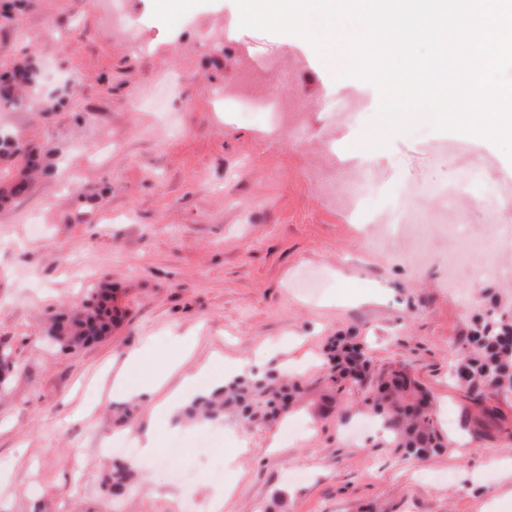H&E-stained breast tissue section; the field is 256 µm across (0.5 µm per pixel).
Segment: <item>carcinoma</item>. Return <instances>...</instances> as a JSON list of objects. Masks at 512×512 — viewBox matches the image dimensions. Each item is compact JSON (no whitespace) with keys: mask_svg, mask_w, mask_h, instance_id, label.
<instances>
[{"mask_svg":"<svg viewBox=\"0 0 512 512\" xmlns=\"http://www.w3.org/2000/svg\"><path fill=\"white\" fill-rule=\"evenodd\" d=\"M43 101L42 71L30 61L13 64L0 74V105L21 106L28 101ZM44 156L23 143L16 130L0 127V205L27 193L30 178L44 169ZM122 318L115 305L114 291L93 289L81 307L53 318L45 329L48 339L64 350L98 342L108 336ZM472 349L456 365V380L466 387L470 401L480 413L492 416L497 409L487 405L491 393H512V317L508 312L491 314L471 333ZM334 370L343 380L357 381L365 369L360 349L345 343L335 349ZM16 368L12 349L0 347V386ZM292 387L273 377L259 380H234L209 395L198 396L182 410L190 420L215 421L227 413H236L250 424L274 418L288 406ZM377 407L384 415L387 429L400 447L417 458L437 453L443 444L435 428L430 396L416 385L403 369H393L378 386ZM133 465L112 466L107 492L113 498L131 489Z\"/></svg>","mask_w":512,"mask_h":512,"instance_id":"carcinoma-1","label":"carcinoma"}]
</instances>
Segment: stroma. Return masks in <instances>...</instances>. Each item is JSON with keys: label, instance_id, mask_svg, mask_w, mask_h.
Returning <instances> with one entry per match:
<instances>
[{"label": "stroma", "instance_id": "1", "mask_svg": "<svg viewBox=\"0 0 512 512\" xmlns=\"http://www.w3.org/2000/svg\"><path fill=\"white\" fill-rule=\"evenodd\" d=\"M103 0H25L0 16V73L30 56L45 94L61 107L2 111L33 145L53 150L50 174L0 209V345L18 370L0 388V512H512L500 465L512 462V395L492 398L482 419L452 377L472 329L512 309V248L478 253L473 266L507 267L463 289L448 246L430 236L418 266L389 231L409 186L452 183L454 159L429 148L446 140L422 127L369 145L382 96L370 81L340 76L311 43L240 25L235 0H124L130 27L112 26ZM271 48L306 61L292 83L321 101L350 86L364 111L346 120L308 112L300 131L274 128L268 113L224 109L240 56L260 64ZM336 160V193L315 179ZM492 200H460L448 221L484 235ZM111 285L125 313L111 336L64 352L44 336L53 314ZM193 352L171 368L170 339ZM364 351L362 380L326 378L332 342ZM136 376L162 375L166 391L218 358L288 374L301 389L287 414L247 431L228 417L177 429L159 397L136 402L131 424L112 408L131 402L113 387L131 352ZM407 369L437 407L444 446L415 458L378 426L370 400L380 376ZM154 433L160 446L134 465L132 490L108 500V443ZM234 455L233 466L224 458Z\"/></svg>", "mask_w": 512, "mask_h": 512}]
</instances>
